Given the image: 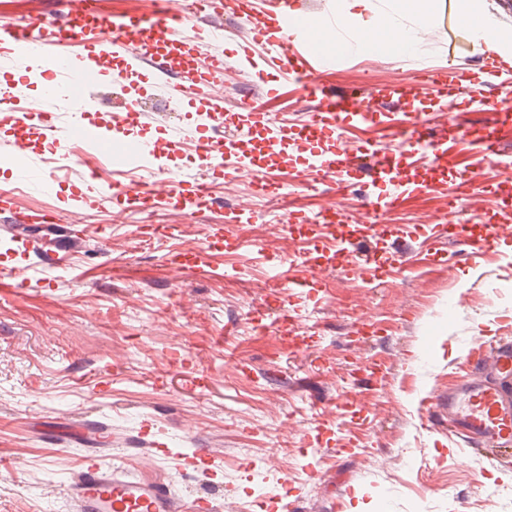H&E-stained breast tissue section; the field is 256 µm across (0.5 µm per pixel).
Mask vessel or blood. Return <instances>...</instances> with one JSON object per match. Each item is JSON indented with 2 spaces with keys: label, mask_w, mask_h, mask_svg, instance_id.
I'll return each instance as SVG.
<instances>
[{
  "label": "vessel or blood",
  "mask_w": 512,
  "mask_h": 512,
  "mask_svg": "<svg viewBox=\"0 0 512 512\" xmlns=\"http://www.w3.org/2000/svg\"><path fill=\"white\" fill-rule=\"evenodd\" d=\"M269 4L266 11L255 9L250 2L245 6L250 21L247 43L270 49L269 55L261 61L251 59L246 53L241 56L250 67L254 90L263 97L275 94L276 89L268 79L272 68L301 83L313 103V111L295 134L298 139L320 146L310 158L308 171L312 174L335 172L341 187L355 179L366 180L370 190L369 223H377L381 212L404 203L411 196L435 192L433 183L407 178L405 170L412 156L430 166L447 156L454 146L473 142L493 164L500 166L505 182H512V103L494 100V118L476 139L455 115L458 106L468 107L484 99H494L489 77L500 68L497 60L485 59L484 78L480 81L450 63L433 70H420L411 83L395 78L379 83L368 77L361 84L335 94L327 91L318 77L346 61L349 44L311 34L295 0H269ZM72 13L74 21L65 27L38 17L1 29L0 46L11 51L37 50L50 61L51 76L63 77L67 84L81 89L94 83L97 69L103 64H113L122 76L138 71L143 64H152L158 71L155 88L160 96L177 102L190 94L204 103L207 116L197 125L193 139L200 160L219 162L228 175L253 171L256 181L267 183L266 172L256 167L251 156L232 151L230 144L213 138L214 119L223 114L224 108L220 101L210 97L209 88L224 71L223 53L209 54L204 65L198 63L195 54H188L181 62L179 81L169 79L170 68L155 44V36L163 34L173 45L184 43L186 19L161 12L153 19L123 23L113 29L98 18L92 0H74ZM75 36L84 43L83 56L73 59L59 54L61 43ZM426 98L450 109L446 127L434 137L426 135V123L418 106L419 101ZM394 110L403 114L398 147L367 143L349 148L339 139L338 132L345 126L374 123ZM250 112V130L264 134L268 155H279L284 129L260 108L251 107ZM140 117V109L128 107L113 114L110 126L79 125L63 132L58 142L62 145L80 142L89 154L105 150L110 152L114 168L151 173L157 167L151 144L127 140L124 132L127 122ZM484 183L481 171L461 168L457 179L448 187L449 215L457 213L458 190L478 192ZM116 193L145 205L173 201L201 203L207 200L210 187L205 183L185 185L176 180L153 192L120 185ZM496 210L499 220L485 225L477 249L496 248L500 240L512 236V197L497 198ZM437 253V239L432 234L409 241L402 239L393 247L394 260L401 267L419 257H433ZM335 255L351 257L350 274L356 281L371 272L375 261L373 251L366 245L343 238L338 241ZM476 345L479 357L468 379L447 392L427 397L422 404L421 421L426 425L446 421L468 448L507 468L512 466V341L482 336ZM72 496L78 512H218L219 509L212 497L177 496L164 478L132 477L124 469L107 464L96 453L85 456Z\"/></svg>",
  "instance_id": "obj_1"
}]
</instances>
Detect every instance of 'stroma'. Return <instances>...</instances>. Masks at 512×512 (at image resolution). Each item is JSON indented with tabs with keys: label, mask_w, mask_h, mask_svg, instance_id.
Returning a JSON list of instances; mask_svg holds the SVG:
<instances>
[{
	"label": "stroma",
	"mask_w": 512,
	"mask_h": 512,
	"mask_svg": "<svg viewBox=\"0 0 512 512\" xmlns=\"http://www.w3.org/2000/svg\"><path fill=\"white\" fill-rule=\"evenodd\" d=\"M224 77L212 90L228 111L226 136L242 139L251 99L250 76L239 68L247 31L239 0H224ZM70 0H0V28L34 15L66 22ZM101 16L121 24L159 9L191 16V0H101ZM475 35L442 7L413 55L363 54L323 75L340 91L365 73L414 80L426 65L453 62L478 70ZM45 57L0 53V93L28 107V139L0 105V188L12 210L0 211V266L15 268L24 288L0 287V512H74L70 476L88 448L106 462L162 473L176 494L212 492L222 512H262L273 495L292 494L302 512H324L331 496L342 512H512V469H493L472 450L449 443L444 430L422 429L419 404L447 388L455 357L475 336H512V237L491 257L453 260L447 245L433 260L399 278L352 281L342 267L312 280L304 256L332 250L339 236L366 233L363 196L353 189L325 195L324 176L307 175L305 150L287 148L274 181L293 196L278 208L254 193L251 172L217 177L174 126L197 125L199 103L173 110L154 92L155 70L116 79L111 65L96 76L95 101L85 111L58 112L60 123L109 121L138 102L144 119L128 135L155 143L162 169L116 175L107 153L61 158L42 119L50 105ZM277 97L261 107L285 126L307 119L299 84L276 76ZM97 177L89 179L87 168ZM209 183L200 206L123 207L116 184L147 179ZM332 199L343 221L299 235L284 231L289 206L316 215ZM448 210L447 194L414 197L384 216L379 253L395 237L429 232ZM44 215L89 234L67 268L52 252L19 251L2 228L38 234ZM223 245L190 261L214 225ZM285 262L291 287L272 288L270 268ZM289 319H280L278 303ZM372 337L357 332L360 320ZM170 448L159 458L143 446ZM215 456V482L182 472L175 453Z\"/></svg>",
	"instance_id": "35a3bbf8"
}]
</instances>
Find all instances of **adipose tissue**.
Listing matches in <instances>:
<instances>
[{
	"label": "adipose tissue",
	"mask_w": 512,
	"mask_h": 512,
	"mask_svg": "<svg viewBox=\"0 0 512 512\" xmlns=\"http://www.w3.org/2000/svg\"><path fill=\"white\" fill-rule=\"evenodd\" d=\"M368 4L369 0H336L332 20L337 29L353 39L358 50L380 48L402 54L413 44L414 35L412 30L398 24V17L410 18L422 26L431 25L441 0H392L391 13L373 24L374 30L381 35L377 41L356 35L362 11ZM453 4L459 26L476 32L477 51L493 54L512 64V26L501 24L487 9L485 0H453Z\"/></svg>",
	"instance_id": "ef3b65f1"
}]
</instances>
